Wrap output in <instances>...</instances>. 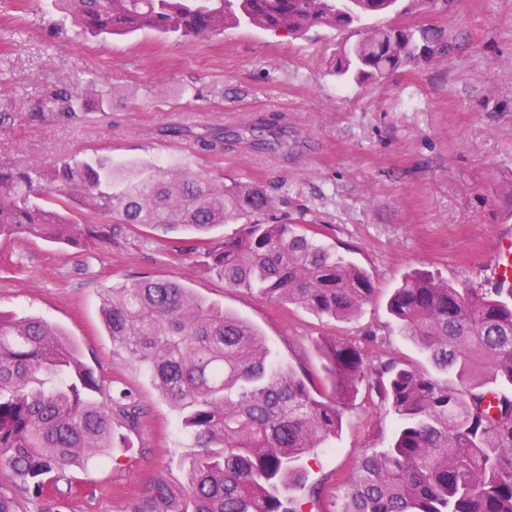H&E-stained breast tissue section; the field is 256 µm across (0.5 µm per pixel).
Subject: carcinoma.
Instances as JSON below:
<instances>
[{"label":"carcinoma","mask_w":512,"mask_h":512,"mask_svg":"<svg viewBox=\"0 0 512 512\" xmlns=\"http://www.w3.org/2000/svg\"><path fill=\"white\" fill-rule=\"evenodd\" d=\"M397 2L352 0L346 13L338 0H60V26L92 36L150 29L166 38L241 26L301 36L355 29L335 74L381 84L446 47L438 27L368 25ZM105 103L65 85L48 93L43 111L74 119ZM202 141L218 152L227 141L288 151L278 116L217 127ZM272 206L256 184L162 166L125 172L96 158L0 166L1 237L86 246L114 224L190 232L206 246V271L231 288L335 320L358 314L375 293L367 274L295 225L270 223ZM103 217L111 223H99ZM240 220L239 236L208 239ZM387 310L431 369L388 361L373 371L357 347L326 337L320 382L285 368L254 327L176 281L145 275L111 288L102 319L112 345L181 411L180 429L192 439L184 481L158 479L134 512H303L289 496L302 462L336 438L365 382L400 424L389 448L361 461L336 512H512V397L494 392L512 386V281L457 288L417 271L394 289ZM99 391L62 332L0 312V467L17 479L0 487V512H22L21 494L48 496L47 476L114 447L112 414L93 399ZM112 400L136 427L133 393L116 388Z\"/></svg>","instance_id":"1"}]
</instances>
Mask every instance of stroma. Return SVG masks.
Wrapping results in <instances>:
<instances>
[{
	"label": "stroma",
	"instance_id": "stroma-1",
	"mask_svg": "<svg viewBox=\"0 0 512 512\" xmlns=\"http://www.w3.org/2000/svg\"><path fill=\"white\" fill-rule=\"evenodd\" d=\"M53 0H0V163L28 166L89 155L252 182L274 197L272 220L298 225L362 268L375 299L348 321L292 303H272L227 287L192 249L176 255L161 233L121 224L87 246L39 238H0V311L43 319L75 344L102 385L117 442L79 461L49 499L26 496L24 512H132L159 476L180 477L186 440L179 411L142 369L112 345L101 317L102 289L146 274L180 282L254 326L287 364L315 376L314 347L333 336L356 344L370 367L386 359L427 360L402 336L387 301L403 276L434 272L454 285L492 288L494 256L512 236V0H450L430 12L414 0L386 25L436 26L445 52L400 68L381 85L341 81L333 72L344 33L291 37L256 28L213 38L164 39L144 29L77 41L55 33ZM95 79L105 111L76 119L41 113L57 85ZM281 114L287 154L228 149L214 154L200 137ZM180 125L189 138L162 136ZM375 331L367 341V331ZM132 391L138 427L129 430L114 387ZM396 421L367 390L344 412L330 449L305 460L291 496L312 512H333L359 461L389 445Z\"/></svg>",
	"mask_w": 512,
	"mask_h": 512
}]
</instances>
